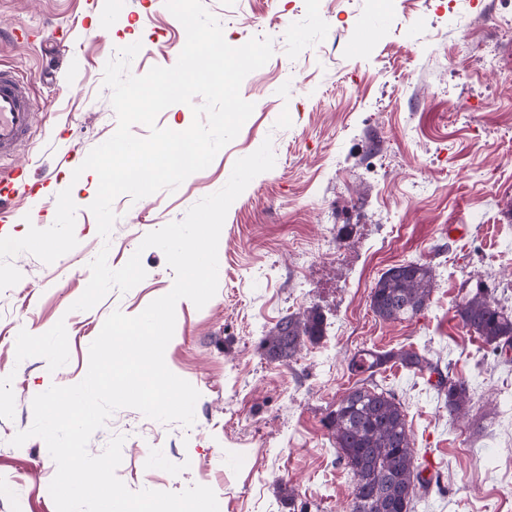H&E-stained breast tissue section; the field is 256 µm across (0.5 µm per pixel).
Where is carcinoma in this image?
Segmentation results:
<instances>
[{
  "mask_svg": "<svg viewBox=\"0 0 512 512\" xmlns=\"http://www.w3.org/2000/svg\"><path fill=\"white\" fill-rule=\"evenodd\" d=\"M434 279L435 271L426 263L407 261L393 266L371 289V310L385 321L412 318L428 306ZM455 312L463 327L494 353L512 346V308L501 304L483 282L476 281L456 304ZM323 332L321 314L310 308L282 317L264 336L261 347L273 360H289L305 342H318ZM369 352L365 363L350 359L349 370L359 380L331 411L326 427L338 460L345 463L356 484L350 512H413L424 483L412 436L400 401L375 376L390 363L423 377L438 375L436 388L444 394L448 415L454 418L466 413L469 387L462 379L441 375L438 362L423 349L403 345Z\"/></svg>",
  "mask_w": 512,
  "mask_h": 512,
  "instance_id": "carcinoma-1",
  "label": "carcinoma"
}]
</instances>
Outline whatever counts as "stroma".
Returning <instances> with one entry per match:
<instances>
[{"label": "stroma", "instance_id": "stroma-1", "mask_svg": "<svg viewBox=\"0 0 512 512\" xmlns=\"http://www.w3.org/2000/svg\"><path fill=\"white\" fill-rule=\"evenodd\" d=\"M203 2L229 45L272 40L273 56L241 85L254 111L176 190L118 196L104 239L89 209L98 178L73 175L117 128L104 67L137 41L131 74L173 66L185 29L164 0H0V30L28 32L0 43V65L28 79L37 114L14 160L28 184L0 197V236L50 227L68 188L78 241L50 264L15 255L22 279L0 291V512H56L45 442L12 443L33 423V398L83 380L113 311L138 315L171 290L163 251L142 239L220 190L267 139L275 166L228 210L215 296L176 305L165 362L200 394L194 424L121 408L89 453L124 436L116 475L128 489L205 485L219 512H345L353 477L326 419L356 382L348 362L367 347L411 345L471 393L457 421L428 379L397 366L378 377L402 404L418 465L437 464L414 512H512V361L483 359L455 316L470 278L512 306V0ZM103 249L114 270L141 252L146 276L73 310ZM409 260L434 267L430 302L413 319L383 321L370 291ZM310 307L324 316L322 340L286 362L267 357L262 338Z\"/></svg>", "mask_w": 512, "mask_h": 512}]
</instances>
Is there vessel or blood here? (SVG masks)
<instances>
[{"instance_id":"vessel-or-blood-1","label":"vessel or blood","mask_w":512,"mask_h":512,"mask_svg":"<svg viewBox=\"0 0 512 512\" xmlns=\"http://www.w3.org/2000/svg\"><path fill=\"white\" fill-rule=\"evenodd\" d=\"M36 114L28 93V84L15 72L0 68V195L11 193L23 176L10 161L25 142Z\"/></svg>"}]
</instances>
